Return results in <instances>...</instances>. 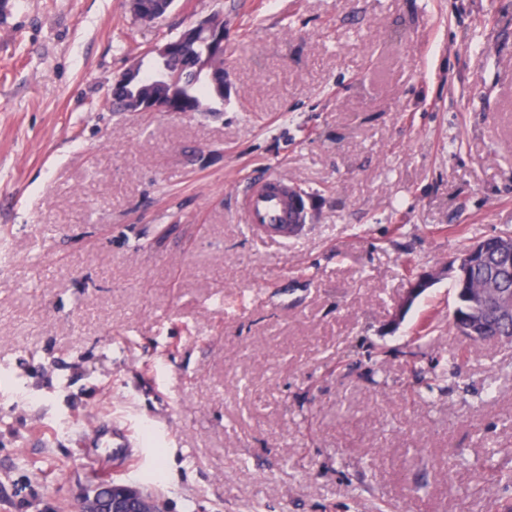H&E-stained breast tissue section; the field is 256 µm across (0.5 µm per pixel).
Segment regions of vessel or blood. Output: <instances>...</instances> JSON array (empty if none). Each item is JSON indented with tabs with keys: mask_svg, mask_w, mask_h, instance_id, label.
<instances>
[{
	"mask_svg": "<svg viewBox=\"0 0 512 512\" xmlns=\"http://www.w3.org/2000/svg\"><path fill=\"white\" fill-rule=\"evenodd\" d=\"M308 213L295 201L293 183L275 175L252 180L244 193L243 217L250 230L261 238L285 243L288 227L303 224ZM99 466L128 467L139 455L138 442L128 427L104 425L97 431Z\"/></svg>",
	"mask_w": 512,
	"mask_h": 512,
	"instance_id": "1",
	"label": "vessel or blood"
}]
</instances>
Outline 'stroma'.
Listing matches in <instances>:
<instances>
[{
	"label": "stroma",
	"instance_id": "1",
	"mask_svg": "<svg viewBox=\"0 0 512 512\" xmlns=\"http://www.w3.org/2000/svg\"><path fill=\"white\" fill-rule=\"evenodd\" d=\"M215 11L223 112L104 107ZM254 172L310 193L297 239L245 224ZM479 233H512V0H5L0 512H80L105 420L165 512H512V344L445 277L393 319Z\"/></svg>",
	"mask_w": 512,
	"mask_h": 512
}]
</instances>
